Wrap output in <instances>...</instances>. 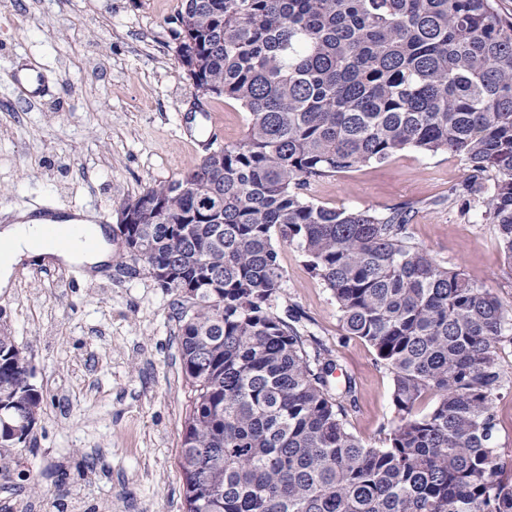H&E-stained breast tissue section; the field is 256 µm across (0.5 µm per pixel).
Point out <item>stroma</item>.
Segmentation results:
<instances>
[{"instance_id": "1", "label": "stroma", "mask_w": 512, "mask_h": 512, "mask_svg": "<svg viewBox=\"0 0 512 512\" xmlns=\"http://www.w3.org/2000/svg\"><path fill=\"white\" fill-rule=\"evenodd\" d=\"M176 0H0V225L54 205L115 227L117 209L179 177L209 138L239 142V103L197 98L171 36ZM25 71L26 86L8 81ZM42 79L40 105L23 92ZM469 173L461 158L403 150L312 183L317 204L384 213L407 204L410 242L462 271L512 308V263L483 206L453 197ZM271 310L337 355L356 381L347 428L381 446L396 412L390 371L346 335L329 289L293 246ZM110 254L100 276L76 266L22 264L0 291L8 329L34 368L44 404L30 446L1 451L0 512H185L178 466L191 388L180 364L176 295L129 277ZM495 445L512 459V345Z\"/></svg>"}]
</instances>
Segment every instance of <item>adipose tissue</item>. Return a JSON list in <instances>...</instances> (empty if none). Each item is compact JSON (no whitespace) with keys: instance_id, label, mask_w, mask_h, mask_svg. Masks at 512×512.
Returning a JSON list of instances; mask_svg holds the SVG:
<instances>
[{"instance_id":"obj_1","label":"adipose tissue","mask_w":512,"mask_h":512,"mask_svg":"<svg viewBox=\"0 0 512 512\" xmlns=\"http://www.w3.org/2000/svg\"><path fill=\"white\" fill-rule=\"evenodd\" d=\"M42 225V219L23 217L0 227V289L10 287L14 267L28 260L79 265L89 270L107 262L112 247L102 226L82 224L78 241L61 243L44 238Z\"/></svg>"}]
</instances>
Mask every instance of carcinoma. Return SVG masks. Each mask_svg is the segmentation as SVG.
Instances as JSON below:
<instances>
[{
  "mask_svg": "<svg viewBox=\"0 0 512 512\" xmlns=\"http://www.w3.org/2000/svg\"><path fill=\"white\" fill-rule=\"evenodd\" d=\"M177 60L248 114L243 139L120 207L121 267L182 297L186 512H512L495 446L504 304L408 242L412 207L316 205L311 182L406 148L470 174L512 261V17L496 0H181ZM295 245L346 333L393 374L397 422L373 448L346 426L352 376L270 311ZM33 369L0 332V409L37 424ZM437 401L415 411L426 392Z\"/></svg>",
  "mask_w": 512,
  "mask_h": 512,
  "instance_id": "obj_1",
  "label": "carcinoma"
}]
</instances>
